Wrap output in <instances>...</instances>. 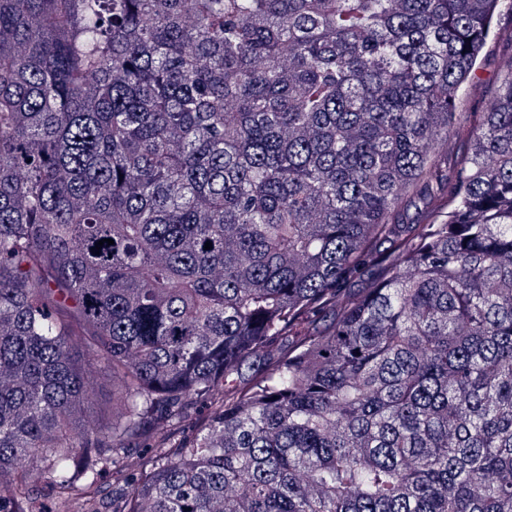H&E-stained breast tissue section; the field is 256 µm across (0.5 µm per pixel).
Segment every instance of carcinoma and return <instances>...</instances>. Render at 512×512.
I'll return each mask as SVG.
<instances>
[{"mask_svg":"<svg viewBox=\"0 0 512 512\" xmlns=\"http://www.w3.org/2000/svg\"><path fill=\"white\" fill-rule=\"evenodd\" d=\"M503 2L0 0V512H512ZM504 4L499 30L484 48L476 77L458 94L459 112L483 109L493 97L499 76L512 67V21L509 6Z\"/></svg>","mask_w":512,"mask_h":512,"instance_id":"1","label":"carcinoma"}]
</instances>
